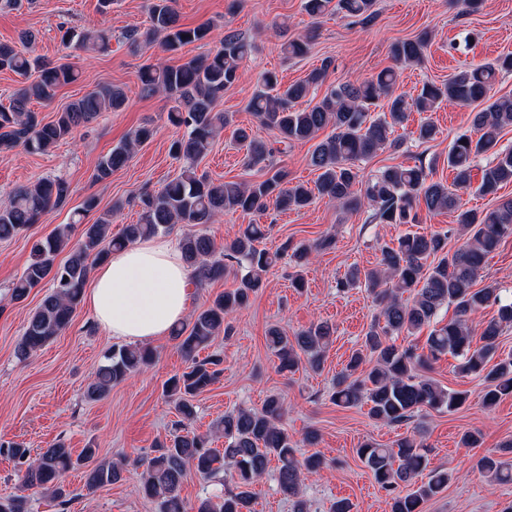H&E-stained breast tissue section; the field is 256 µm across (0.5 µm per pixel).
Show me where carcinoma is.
<instances>
[{
    "label": "carcinoma",
    "mask_w": 512,
    "mask_h": 512,
    "mask_svg": "<svg viewBox=\"0 0 512 512\" xmlns=\"http://www.w3.org/2000/svg\"><path fill=\"white\" fill-rule=\"evenodd\" d=\"M373 6L374 0H304V9L312 16L335 9L368 20ZM150 22L146 35L160 39L166 51L210 35L207 25H179L172 0H156ZM109 41L105 30L86 32L79 36L77 48L104 49ZM426 46L423 37L401 40L391 46V55L400 64H419ZM250 50L251 44L243 37L229 33L203 58L177 67L145 66L140 72L142 90L166 94L171 101L167 120L183 130L171 147L181 163L179 175L158 192L142 195L140 222L125 225L115 236L110 233L111 220L106 215L85 225L75 242L73 225H57L49 236L33 243L21 276L9 289L10 300L22 302L33 289L45 284L50 288L31 313L17 344L16 355L25 360L70 325L93 265L116 250L178 224L189 227L180 247L186 263L195 268L196 287L226 276L237 281L236 287L224 290L207 307L195 311L189 324L172 330L186 367L167 380L164 392L174 404L178 420L170 437L155 444L157 454L141 459V492L157 502L160 512H253L252 486L266 473L272 458L278 462V486L293 500V512H310L307 500L300 497L301 486L323 465L317 455L297 459V444L281 424L285 408L279 395L268 396L259 409L239 408L217 420L213 433L224 437L221 453L210 446L211 435L185 431L196 416L195 398L223 372V358L216 354L200 360L199 351L215 336L231 334L232 316L249 305L251 296L262 288L265 275L284 256L299 269L309 262L312 249L335 246V236L329 234L313 248L287 241L271 253L260 247L265 236L261 224L243 225L235 239L220 246L196 230L224 212L250 215L265 211L271 203L301 210L313 201L311 189L286 182L282 171L250 183L215 181L197 174V162L210 150L216 134L231 123L228 113L216 110L217 101L238 80V62ZM331 66L332 60L326 59L306 79L284 89L275 74L263 75V89L248 103L258 126L234 130L235 139L246 147L247 165L257 166L272 155V147L260 134L263 129L277 131L284 143L312 141L310 165L319 171L316 188L321 197L347 210L366 205L372 209V218L382 224H417L422 208L429 213L447 211L454 215L457 233L464 239L450 251L446 232H406L380 248L377 267L365 272L354 268L338 281L343 289L364 283L381 310L378 321L366 333L363 348L352 353L336 378L331 400L342 407L365 400L370 416L386 424L405 422L423 408L456 411L466 402L467 392L449 390L419 375L421 369L450 354L458 360L461 374L484 380L482 403L493 408L512 396V354L503 357L497 353L503 327L512 325V302H502L498 288H479L477 281L486 259L512 237V197L478 211L465 207L462 194L471 187L476 159L488 153L494 159L481 168L476 191L494 194L512 183V149L498 148L499 135L512 126V97L490 96L497 74L512 71V55L466 67L449 75L441 85L426 84L414 97L395 93V71L390 67L361 81L328 84ZM33 68L38 71L37 79L15 92L9 105L0 106L1 153L18 146L46 152L101 113L117 111L126 104L122 88L101 85L56 113L53 120L43 122L29 105L52 101L60 87L77 79V73L70 64H39L15 45L0 43V69L26 75ZM321 86L324 91L320 98H309L310 90ZM445 100L462 105L486 103L473 113L474 133L457 137L449 148L447 162L455 172L453 184L434 180L433 167L422 162L387 166L368 178L361 174L360 161L396 146L391 135L405 125L411 113L432 112ZM327 127L332 128L331 134L317 140L318 133ZM152 135L153 129L147 124L135 129L99 159L95 179L111 178L126 165L134 148ZM358 185L361 189L357 192ZM69 195V184L60 177L41 178L19 187L0 204V240L37 223L50 207L66 204ZM66 248L68 258L56 263ZM405 293L409 297H403ZM493 305L497 306L496 316L475 332L471 317ZM444 307L453 308L446 322L437 319ZM424 330L427 336L420 347L395 344L400 336H415ZM334 334L335 329L326 322L313 324L292 337L272 327L268 347L282 373L296 372L303 357L317 369ZM155 358L147 346L112 347L87 390V398L97 401L106 397L112 387L152 365ZM0 454L22 466L23 490L46 494L59 506L69 502L65 477L76 467L85 468L86 485L92 490L120 481L123 473L118 464L99 458L98 449L85 448L75 457L62 442L34 457L20 443L0 442ZM356 455L389 498L390 512H423L424 504L441 494L452 479L448 471L434 469L426 482L415 485L413 479L427 468L428 459L424 445L411 437L401 438L393 448L367 442L356 449ZM478 468L491 484L512 483V459L484 456ZM191 471L210 482L224 480L227 473L234 488L222 496L205 495L188 503L181 498L180 487ZM0 512H28L27 497L0 498Z\"/></svg>",
    "instance_id": "1"
}]
</instances>
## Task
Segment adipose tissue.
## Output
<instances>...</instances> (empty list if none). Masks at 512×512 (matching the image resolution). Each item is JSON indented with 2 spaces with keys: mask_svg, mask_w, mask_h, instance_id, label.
<instances>
[{
  "mask_svg": "<svg viewBox=\"0 0 512 512\" xmlns=\"http://www.w3.org/2000/svg\"><path fill=\"white\" fill-rule=\"evenodd\" d=\"M189 279L179 245L150 237L98 265L85 301L112 337L147 342L168 335L182 321L190 303Z\"/></svg>",
  "mask_w": 512,
  "mask_h": 512,
  "instance_id": "1",
  "label": "adipose tissue"
}]
</instances>
